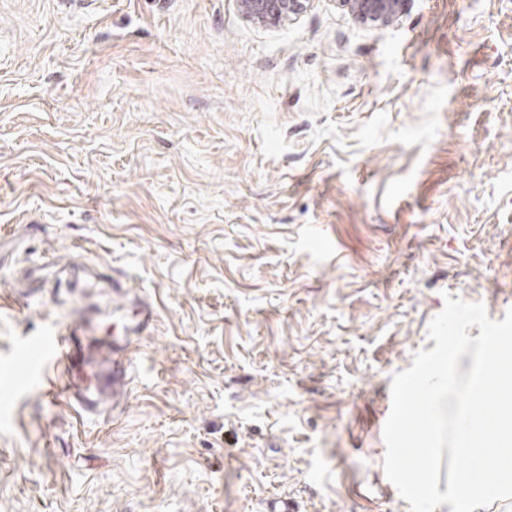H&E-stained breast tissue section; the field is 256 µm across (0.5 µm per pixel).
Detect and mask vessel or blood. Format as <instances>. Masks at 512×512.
I'll use <instances>...</instances> for the list:
<instances>
[{"label": "vessel or blood", "instance_id": "b4317fda", "mask_svg": "<svg viewBox=\"0 0 512 512\" xmlns=\"http://www.w3.org/2000/svg\"><path fill=\"white\" fill-rule=\"evenodd\" d=\"M135 317L124 323L121 332L100 338L94 330V309H85L68 323L30 340L28 346L37 354L27 367L30 376H39L45 363L62 367L64 379L53 389L55 396L72 400L86 412L95 411L101 402L88 377L89 369L108 379L112 390V410L123 407L122 393L131 380L137 339L152 326L156 312L150 304L134 308Z\"/></svg>", "mask_w": 512, "mask_h": 512}]
</instances>
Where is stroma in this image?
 Listing matches in <instances>:
<instances>
[{
    "mask_svg": "<svg viewBox=\"0 0 512 512\" xmlns=\"http://www.w3.org/2000/svg\"><path fill=\"white\" fill-rule=\"evenodd\" d=\"M122 279L125 413L21 347ZM512 309V0H0V512H410L393 376L446 298ZM310 0H240L243 15L264 27H280L294 20ZM354 19L367 26H388L400 20L411 0H337Z\"/></svg>",
    "mask_w": 512,
    "mask_h": 512,
    "instance_id": "obj_1",
    "label": "stroma"
}]
</instances>
